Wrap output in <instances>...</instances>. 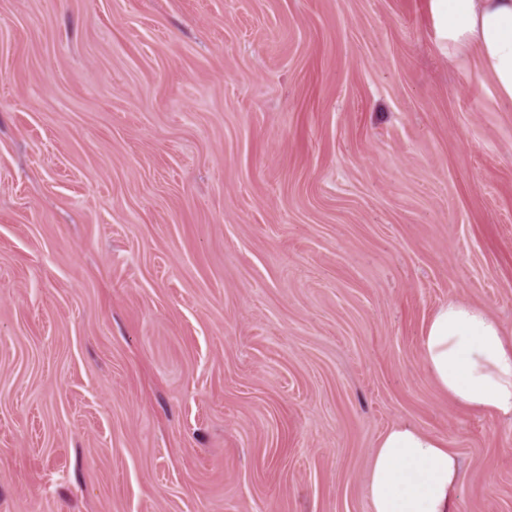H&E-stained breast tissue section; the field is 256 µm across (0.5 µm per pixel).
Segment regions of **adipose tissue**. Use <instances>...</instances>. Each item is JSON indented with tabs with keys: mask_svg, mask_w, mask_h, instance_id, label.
Segmentation results:
<instances>
[{
	"mask_svg": "<svg viewBox=\"0 0 512 512\" xmlns=\"http://www.w3.org/2000/svg\"><path fill=\"white\" fill-rule=\"evenodd\" d=\"M437 49L474 59L497 100L512 101V0H428ZM424 363L441 390L476 413L512 417V337L480 307L449 299L423 335ZM459 463L446 444L396 426L380 439L368 487L372 512H455Z\"/></svg>",
	"mask_w": 512,
	"mask_h": 512,
	"instance_id": "ef3b65f1",
	"label": "adipose tissue"
}]
</instances>
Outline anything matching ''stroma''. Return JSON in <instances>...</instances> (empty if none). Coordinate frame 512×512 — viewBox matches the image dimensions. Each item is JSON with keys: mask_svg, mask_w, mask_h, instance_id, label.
Returning a JSON list of instances; mask_svg holds the SVG:
<instances>
[{"mask_svg": "<svg viewBox=\"0 0 512 512\" xmlns=\"http://www.w3.org/2000/svg\"><path fill=\"white\" fill-rule=\"evenodd\" d=\"M451 298L512 334V104L427 0H0V512H371L396 425L512 512ZM422 355L454 403L476 413L512 417V337L485 310L448 299L424 331Z\"/></svg>", "mask_w": 512, "mask_h": 512, "instance_id": "stroma-1", "label": "stroma"}]
</instances>
